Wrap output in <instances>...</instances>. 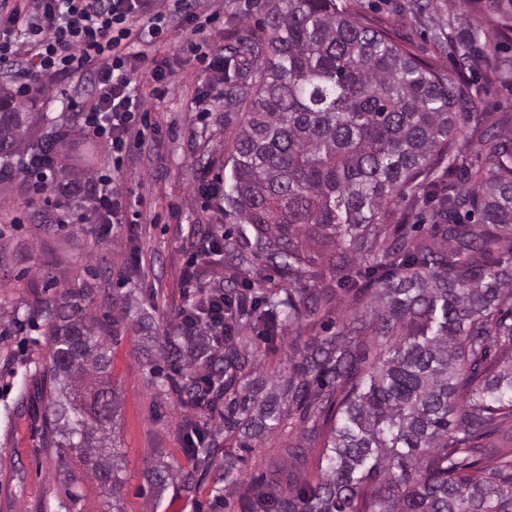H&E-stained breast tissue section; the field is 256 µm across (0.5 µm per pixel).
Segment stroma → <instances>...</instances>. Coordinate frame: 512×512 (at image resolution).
<instances>
[{"instance_id": "1", "label": "stroma", "mask_w": 512, "mask_h": 512, "mask_svg": "<svg viewBox=\"0 0 512 512\" xmlns=\"http://www.w3.org/2000/svg\"><path fill=\"white\" fill-rule=\"evenodd\" d=\"M197 12L218 15L216 27L193 35L170 27L167 41L146 47L144 66L132 73L139 92L149 97V121L163 137L151 149L135 147L113 164L106 142L91 138L97 158L92 167L111 173L115 189L138 211L137 223L105 226L94 221L72 224L49 234L38 232L29 205L30 190L21 178L0 182V323L12 315L24 320L21 331L0 338V362L14 370L0 373V512H109L110 498L83 465L78 452L59 454L46 446L42 418L20 408L31 388V361L48 356L49 341L39 318L28 317L31 290L54 283L79 282L92 290L90 313L115 321L110 344L111 379L119 409L113 438L122 454V512H211L215 493L202 484L187 499L177 482L153 496L148 469L161 462L186 465L182 452V414L173 400L149 383L152 356L145 351L137 310L152 309L155 329L173 321L188 301L182 288L188 242L194 226L222 223L203 197L205 183L224 177V88L203 71L196 53L224 46L227 31L244 35L260 15L259 0H195ZM355 9L375 25L396 33L403 44L436 67L452 60L412 11H398L396 0H356ZM167 59L173 72L162 96L152 94L153 58ZM207 112L195 109L197 95ZM287 439L280 432L244 453L237 466L246 481L262 478L270 466L296 477L310 476L279 458Z\"/></svg>"}]
</instances>
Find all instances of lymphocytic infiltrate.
Returning <instances> with one entry per match:
<instances>
[{
    "instance_id": "obj_1",
    "label": "lymphocytic infiltrate",
    "mask_w": 512,
    "mask_h": 512,
    "mask_svg": "<svg viewBox=\"0 0 512 512\" xmlns=\"http://www.w3.org/2000/svg\"><path fill=\"white\" fill-rule=\"evenodd\" d=\"M156 0H0V69L10 71L18 95L48 83L58 91L63 81L91 76V98L75 106L84 129L106 139L115 157L132 143L145 97L131 85L143 53L134 44L159 40L168 20Z\"/></svg>"
}]
</instances>
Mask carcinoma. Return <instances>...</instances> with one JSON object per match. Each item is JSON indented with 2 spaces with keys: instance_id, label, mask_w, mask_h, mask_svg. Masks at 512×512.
I'll use <instances>...</instances> for the list:
<instances>
[{
  "instance_id": "cac0c4a2",
  "label": "carcinoma",
  "mask_w": 512,
  "mask_h": 512,
  "mask_svg": "<svg viewBox=\"0 0 512 512\" xmlns=\"http://www.w3.org/2000/svg\"><path fill=\"white\" fill-rule=\"evenodd\" d=\"M350 2L265 0L257 30L224 46V225L191 245L223 257L224 280L145 337L191 461L155 466L151 490L209 481L240 512H512V113L488 123L475 88L512 81L496 51L512 0H462L471 25L450 18L436 39L446 73ZM62 129L0 86L3 170L55 151ZM89 300L64 286L28 304L51 347L21 406L43 404L48 446L79 451L114 494L117 395ZM284 429L278 454L297 466L321 448L311 476L239 492L233 448Z\"/></svg>"
}]
</instances>
